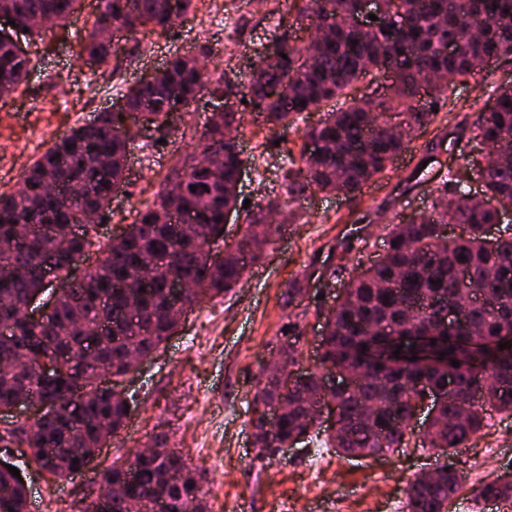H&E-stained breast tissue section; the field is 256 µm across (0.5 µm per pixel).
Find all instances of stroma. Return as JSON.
<instances>
[{
	"instance_id": "1",
	"label": "stroma",
	"mask_w": 512,
	"mask_h": 512,
	"mask_svg": "<svg viewBox=\"0 0 512 512\" xmlns=\"http://www.w3.org/2000/svg\"><path fill=\"white\" fill-rule=\"evenodd\" d=\"M293 0H198L197 9L177 22L174 35H138L125 42L118 72L92 74L79 59L98 0H82L66 23L49 29L30 51L38 68L25 91L0 100V191L11 189L27 167L55 141L119 99L127 85L161 69L174 55L210 47L217 71L248 76L289 30L301 47L309 28L294 26ZM512 80V55L477 67L457 83L452 102L437 107L436 121L416 132L406 151L357 198L288 191L286 173L301 164L308 147L305 130L323 113L308 112L296 130L278 136L257 121L251 106L239 104L235 132L245 162L239 186L250 211L266 199L283 205L282 229L264 242L263 256L247 262L242 283L225 297L196 306L159 351L139 369L107 385L132 396L130 417L101 448L94 468L61 481L41 475L29 455L15 451L12 463L26 478L31 512H73L99 491V469L131 460L156 436H164L191 465L208 474L209 512H402L406 483L439 466L423 448L424 419L414 421L408 447L377 458H352L327 448L324 434L286 455L260 456L252 445L255 399L279 349L296 344L295 369L319 370L318 346L326 317L354 275L376 264L391 225L407 224L429 210L441 175L464 176L484 149L472 123L496 88ZM218 99L201 94L179 115L170 134L140 130L129 146L123 192L102 226L121 232L138 209L157 202L178 150H195ZM449 460L464 477L452 512H476L473 490L512 469V413H493L490 422Z\"/></svg>"
}]
</instances>
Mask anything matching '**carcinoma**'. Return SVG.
Here are the masks:
<instances>
[{
  "mask_svg": "<svg viewBox=\"0 0 512 512\" xmlns=\"http://www.w3.org/2000/svg\"><path fill=\"white\" fill-rule=\"evenodd\" d=\"M194 0H100L92 29L83 38L85 61L105 66L118 55L114 43L99 35L111 24L135 35L150 31L165 36L188 14ZM357 0H295L297 20L329 27L308 54L289 44L283 33L247 82L229 75L211 80L200 58L173 56L147 81L123 94L124 110L142 114L161 134L170 117L185 112L203 91L229 97L235 88L248 90L249 104L271 130L285 135L297 128L301 115L348 96L362 75L391 73V83L373 111L370 102L351 101L330 112L308 132L316 148L303 153L304 167L288 179L293 192L315 190L354 197L361 187L384 173L408 147L403 136L384 137L375 127L384 111L403 107L408 130L424 128L436 113L414 105L420 88L434 100H450L459 79L492 59L512 54V0H383V18L358 26ZM81 0H0V15L22 20L45 16L65 23ZM358 41L352 45V41ZM287 58H282L281 54ZM32 58L0 41V98L28 84ZM237 112H214L204 133L201 153L215 156L216 168L199 165V155L186 154L165 182L180 180L179 191L164 189L159 201L139 211L120 243L74 237L69 225L84 212L102 216L109 210L111 187L125 182L130 133L120 112H100L35 160L18 185L0 192V322L13 334L0 338V407L22 390L48 404L41 417L18 426L0 444L30 450V461L57 478L71 469H88L101 439L126 423L129 403L124 393L97 384L100 377H123L133 368L131 352L151 358L178 328L173 307L190 310L235 288L246 271L240 253L250 242L267 238L273 225L263 212L280 206L269 199L260 212L247 216L246 235L236 247L225 245L224 261L209 260V244L224 242V214L237 209V174L244 160L233 137ZM475 138L489 147L490 160L480 173L482 199L466 200L464 180L451 179L438 190L432 210L410 224H394L384 257L353 278L329 313L321 339L320 365L342 374L356 373L353 387H324L323 376L310 370L293 379L269 376L257 395L264 406H283L276 426L262 417L252 421L262 454L274 455L295 439L325 428L331 447L340 454L375 457L408 447L404 412L417 388L446 390L434 409L420 447L444 454L463 448L487 426L491 412L512 413V231L504 230L496 246L488 245L486 226L499 223L512 210V83L500 86L493 103L473 122ZM80 185L74 199L53 196L47 185ZM196 190H191V187ZM464 226V234L440 240V225ZM50 226V235L18 236L17 227ZM397 246H392V242ZM101 257L83 280L63 293L42 322L16 315V307L44 285L43 271L69 276L70 267L91 249ZM196 283L182 300L174 297L169 271ZM495 286L475 302L458 325L444 323L448 304L456 300L462 278L476 290ZM439 285H434V281ZM145 291H140V288ZM415 336H436L434 356L412 348ZM506 344L505 349L499 345ZM402 349H397V346ZM400 354L393 355L394 351ZM446 356H441V353ZM459 366H452V361ZM60 370L48 376L42 363ZM326 399L337 409L336 424L323 426L310 413ZM158 449L136 458L135 467L113 465L101 471L108 488L77 507L76 512H127L132 501H160L165 512H185L193 502L206 512L204 471L191 467L181 452L156 439ZM79 462L74 463L72 459ZM462 487V476L444 463L433 481L416 476L405 489V512H448ZM477 505L512 506V473L481 483ZM22 482L0 467V512H27Z\"/></svg>",
  "mask_w": 512,
  "mask_h": 512,
  "instance_id": "carcinoma-1",
  "label": "carcinoma"
}]
</instances>
